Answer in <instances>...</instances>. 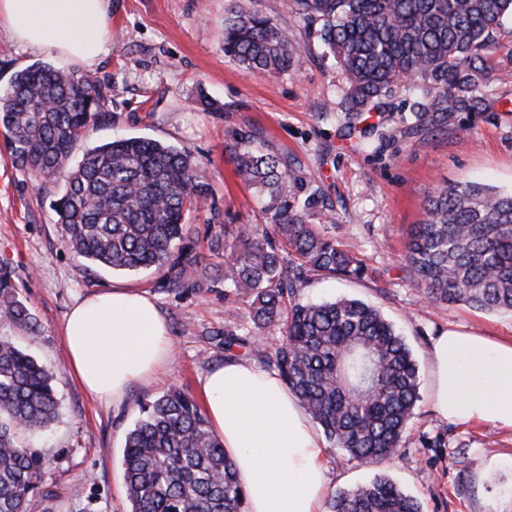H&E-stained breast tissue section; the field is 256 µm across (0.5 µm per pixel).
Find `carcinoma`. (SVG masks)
Listing matches in <instances>:
<instances>
[{
    "mask_svg": "<svg viewBox=\"0 0 512 512\" xmlns=\"http://www.w3.org/2000/svg\"><path fill=\"white\" fill-rule=\"evenodd\" d=\"M315 27L346 75L344 111L356 124L368 112L408 109L407 132L488 108L479 95L488 54L512 20V0H291ZM275 7L230 10L224 55L271 76L294 67L299 46L278 25ZM411 82L412 98L397 101ZM101 86L48 63L14 76L0 92V127L14 163L61 185L55 207L67 245L114 271L166 269L169 283L199 272V260L173 252L191 234L185 211L211 189L191 151L147 137L86 146L104 118ZM83 149L76 168L68 161ZM237 177L257 189L272 224L244 228L224 280L252 298V320L279 343L254 353L272 367L326 438L348 457L379 464L400 448L419 399V371L404 338L374 306L355 298L292 301L310 274L363 279L367 267L312 223L325 207L314 191L288 202L297 180L288 160L239 134L230 146ZM427 219L410 228L405 270L433 302L512 312V192L480 183L444 186L425 200ZM0 319L36 331L0 264ZM56 375L8 336H0V512H29L40 494L44 455L18 440L59 417ZM122 465L130 512H243L244 493L198 401L172 388L144 408L126 436ZM328 512H420V504L383 475L330 493Z\"/></svg>",
    "mask_w": 512,
    "mask_h": 512,
    "instance_id": "1",
    "label": "carcinoma"
}]
</instances>
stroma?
I'll return each instance as SVG.
<instances>
[{
  "instance_id": "35a3bbf8",
  "label": "stroma",
  "mask_w": 512,
  "mask_h": 512,
  "mask_svg": "<svg viewBox=\"0 0 512 512\" xmlns=\"http://www.w3.org/2000/svg\"><path fill=\"white\" fill-rule=\"evenodd\" d=\"M268 0H110L112 47L89 73L107 95L106 118L89 145L115 136L149 137L189 149L211 188L190 208L193 228L184 249L204 265L199 283L168 285L167 271L115 273L87 266L65 243L55 202L59 186L16 166L0 142V263L12 270L18 298L36 332L0 322L15 341L58 373L60 416L46 434L30 438L45 454L42 483L53 499L34 497L30 512H129L121 465L126 436L142 407L174 386L201 396V380L228 356L251 358L254 336L275 342L276 330H258L249 297L224 279V262L246 226L270 224L254 189L236 176L228 147L243 132L256 147L287 157L298 181L288 196L303 202L320 190L315 216L325 234L363 261L373 278L308 277L296 301L362 299L405 337L418 361L420 400L404 441L379 465L348 459L329 448L330 490L386 474L415 497L423 512H512V431L489 424L440 420L429 404L428 351L454 326L492 338H512V313H488L463 303L430 301L404 271L411 225L426 217L424 202L437 188L478 181L512 189V21H506L490 59L484 112H460L447 125L407 134L409 112H375L350 128L339 104L347 90L341 70L321 60L311 26L277 0L278 24L300 43L288 74L248 71L224 55V18L232 5L265 9ZM20 49L0 29V91L15 72L46 61ZM123 285L157 302L174 345L169 367L134 383L117 405L89 398L68 373L60 330L70 308L95 291ZM232 334L242 345L224 350ZM83 487L74 497L75 487Z\"/></svg>"
}]
</instances>
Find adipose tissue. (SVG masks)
<instances>
[{"label": "adipose tissue", "instance_id": "obj_1", "mask_svg": "<svg viewBox=\"0 0 512 512\" xmlns=\"http://www.w3.org/2000/svg\"><path fill=\"white\" fill-rule=\"evenodd\" d=\"M110 0H0V29L25 49L92 67L112 44ZM68 369L92 397L121 402L130 385L169 365L173 348L155 300L112 287L68 312ZM430 400L444 420L512 430V339L455 328L428 352ZM206 414L245 494L246 512H321L328 491L326 444L276 372L241 358L202 380Z\"/></svg>", "mask_w": 512, "mask_h": 512}]
</instances>
